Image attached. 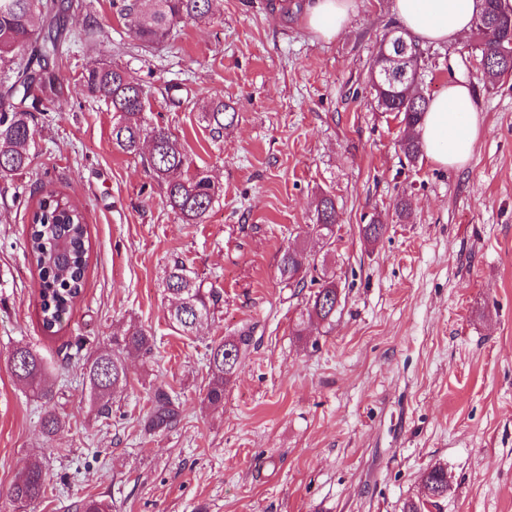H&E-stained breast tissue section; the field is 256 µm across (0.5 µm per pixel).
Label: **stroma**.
<instances>
[{
    "instance_id": "35a3bbf8",
    "label": "stroma",
    "mask_w": 512,
    "mask_h": 512,
    "mask_svg": "<svg viewBox=\"0 0 512 512\" xmlns=\"http://www.w3.org/2000/svg\"><path fill=\"white\" fill-rule=\"evenodd\" d=\"M85 2L58 63L72 93L38 114L31 171L0 179V512H75L86 497L112 512H403L437 465L448 492L426 512H512V77L484 83L473 35L428 44L425 92L465 82L483 133L463 168L411 163L368 87L393 0H359L328 39L303 24L304 0H216L164 49L142 47L111 0ZM105 61L148 90L149 120L219 187L204 223H181L141 159L113 148L112 113L80 82ZM210 98L238 114L220 142L198 121ZM44 190L83 208L90 244L82 296L53 335L26 247ZM324 192L340 302L332 323H303L311 291L285 287L278 262L306 245ZM374 216L384 232L364 239ZM177 258L221 295L191 337L167 320ZM132 323L154 334L153 355L126 353L128 388L95 414L81 365ZM243 330L244 365L223 407L205 408L208 348ZM18 345L48 362L51 402L12 376ZM159 385L183 416L149 434ZM50 406L66 424L49 438ZM34 462L46 495L21 508L6 490Z\"/></svg>"
}]
</instances>
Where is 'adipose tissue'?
<instances>
[{"mask_svg":"<svg viewBox=\"0 0 512 512\" xmlns=\"http://www.w3.org/2000/svg\"><path fill=\"white\" fill-rule=\"evenodd\" d=\"M357 7V0H310L304 24L329 38L339 33ZM402 28L423 42L448 43L472 29L477 0H394ZM482 133L472 110L468 85L452 82L433 97L419 126L424 151L439 167L461 168L473 156Z\"/></svg>","mask_w":512,"mask_h":512,"instance_id":"1","label":"adipose tissue"}]
</instances>
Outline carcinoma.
Masks as SVG:
<instances>
[{
    "label": "carcinoma",
    "mask_w": 512,
    "mask_h": 512,
    "mask_svg": "<svg viewBox=\"0 0 512 512\" xmlns=\"http://www.w3.org/2000/svg\"><path fill=\"white\" fill-rule=\"evenodd\" d=\"M212 0H112L118 17L139 18L135 38L144 46L169 45L174 31L185 21L211 17ZM81 7L75 0H0V177L21 175L31 168L35 149V115L31 101L53 102L69 91L51 60L62 55L58 23L69 11ZM476 34L474 48L481 58L494 63L483 69L489 83L512 74V60L498 58V44L512 40V12L500 0H478L473 21ZM397 34L411 46L412 64L421 68L426 49L420 41L403 29ZM86 92L104 102L113 113L112 145L127 155L142 156L146 171L163 190L166 203L184 224H201L219 197V189L208 172L191 169L182 142L169 129L148 121V93L132 81L116 64L92 65L82 73ZM377 108L399 119L403 126L400 149L406 159L416 162L423 154L417 127L428 107L430 96L420 89L408 98L401 87L383 85L374 90ZM237 114L224 101L212 100L201 112L214 142L223 140L224 130L234 126ZM27 248L39 270L40 312L45 332L54 334L67 314L80 299L84 288L88 259L87 225L83 211L67 197L46 192L30 216ZM336 205L332 196L322 195L316 205V223L308 225V233L317 249L286 248L278 273L288 288H304L319 284L306 307L308 318L329 323L336 315L339 293L336 282L326 269L319 268V252L331 248L336 238ZM164 291L171 298L168 322L175 332L192 336L198 326L214 314L220 301L218 292L203 287L195 272L175 260L164 270ZM251 332L227 336L208 347L209 381L203 404L217 408L224 404V386L238 373L251 345ZM110 352L97 353L84 363V376L90 390L91 407L100 415L112 409V398L128 384L123 350L133 348L144 356H152L153 334L131 324ZM8 362L12 375L40 399L51 400L47 384L48 367L40 354L27 345L15 347ZM182 419L179 398L162 386L149 390L148 409L141 425L148 433L175 427ZM65 424L64 417L51 408L42 418L43 433L50 437ZM425 488L432 497L442 498L448 492V473L435 466L423 476ZM46 491V474L34 463L18 472L7 489L13 503L30 505ZM78 512H111L112 506L89 497L77 504Z\"/></svg>",
    "instance_id": "cac0c4a2"
}]
</instances>
